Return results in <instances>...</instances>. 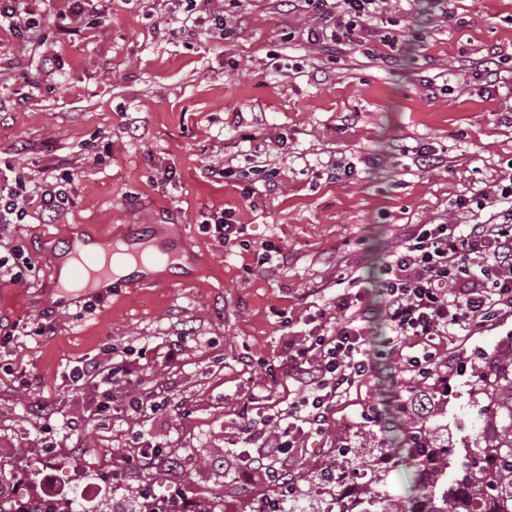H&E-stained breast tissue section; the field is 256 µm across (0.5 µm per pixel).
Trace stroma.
Listing matches in <instances>:
<instances>
[{"mask_svg":"<svg viewBox=\"0 0 512 512\" xmlns=\"http://www.w3.org/2000/svg\"><path fill=\"white\" fill-rule=\"evenodd\" d=\"M225 13L221 38L207 17ZM453 21L442 22L443 12ZM174 0H112L110 17L86 8L68 30L49 24L41 53L0 31V162L32 182L68 174L71 203L56 215L32 202L11 229L33 264L24 286L0 290V327L27 325L0 353V492L68 495L99 488L115 512L139 495L192 512L203 491L224 512H256L306 488V472L329 465L343 445H376L377 417L410 416L412 392L448 393L454 456L474 448L484 418L473 367L512 348V317L469 336L435 338L441 356L425 381L393 368L383 298L367 346L375 371L338 402L319 453L291 466L283 486L243 476L250 417L286 409L289 340L335 323L337 296L354 278L378 280L387 255L416 224H475L491 210L457 212L453 201L512 175V69L484 86L477 63L512 54V0H421L390 9L410 31L396 58L371 59L307 42L313 16L282 0H210L195 27L175 31ZM432 147L441 163L418 169L406 145ZM351 161L331 179L329 160ZM175 168L162 183L157 171ZM232 167L229 178L211 168ZM252 197H245L246 189ZM227 210L242 229L223 245L202 229ZM170 224L203 258L189 277L61 308L44 291L51 242L86 229L104 238ZM52 321L53 335H36ZM179 348L177 360L165 352ZM123 360L132 389L156 402L145 417L124 399L92 419L105 385L74 382L77 366ZM161 446L136 463L133 432Z\"/></svg>","mask_w":512,"mask_h":512,"instance_id":"35a3bbf8","label":"stroma"}]
</instances>
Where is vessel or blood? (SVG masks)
I'll return each mask as SVG.
<instances>
[{
	"label": "vessel or blood",
	"mask_w": 512,
	"mask_h": 512,
	"mask_svg": "<svg viewBox=\"0 0 512 512\" xmlns=\"http://www.w3.org/2000/svg\"><path fill=\"white\" fill-rule=\"evenodd\" d=\"M187 251L176 236H168L154 244L143 243L133 235L122 241H112L93 233H84L68 241L55 257L56 269L64 270V277L54 278L52 286L59 306L70 305L71 290H78L81 297H105L124 288L139 286L152 280L155 269L172 265L173 261L186 256ZM128 260L133 269L126 277L112 278L110 259Z\"/></svg>",
	"instance_id": "obj_1"
}]
</instances>
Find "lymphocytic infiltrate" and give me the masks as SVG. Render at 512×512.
<instances>
[{
  "mask_svg": "<svg viewBox=\"0 0 512 512\" xmlns=\"http://www.w3.org/2000/svg\"><path fill=\"white\" fill-rule=\"evenodd\" d=\"M30 2L0 0V30L41 49L47 36ZM289 2L317 16V26L307 31L308 42L354 50L363 47L362 31L382 15L389 0ZM35 199L51 214L70 201L61 183L30 185L0 174V283L15 285L29 277L31 262L6 231L23 223ZM455 206L495 208V220L418 225L394 247L383 283L385 316L400 339L395 368L419 380L431 378L440 365L431 345L434 337L469 334L512 316V182L497 185L491 194L460 197ZM369 314L358 297L341 294L331 333L312 337L289 354L288 373L298 383L295 400L277 415L275 428L253 422L242 428L245 442L257 448L252 462L258 470L284 479L280 460L303 456L310 441L325 433L335 403L370 376L364 327Z\"/></svg>",
  "mask_w": 512,
  "mask_h": 512,
  "instance_id": "obj_1",
  "label": "lymphocytic infiltrate"
}]
</instances>
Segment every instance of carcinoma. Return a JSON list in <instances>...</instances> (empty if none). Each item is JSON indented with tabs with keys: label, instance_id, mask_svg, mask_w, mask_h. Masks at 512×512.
Masks as SVG:
<instances>
[{
	"label": "carcinoma",
	"instance_id": "cac0c4a2",
	"mask_svg": "<svg viewBox=\"0 0 512 512\" xmlns=\"http://www.w3.org/2000/svg\"><path fill=\"white\" fill-rule=\"evenodd\" d=\"M475 377V390L484 398L481 413L496 427L493 438H481L462 461L451 460L438 402L432 394H416V419L408 425L395 417L385 421L387 439L378 442L383 457L412 469L408 483L391 494L384 489L386 475L376 469L354 493L376 504L377 512H512V351L482 362ZM363 456L360 448H338L336 460L308 483L329 484L337 471L356 476ZM451 468L454 474L445 483Z\"/></svg>",
	"mask_w": 512,
	"mask_h": 512
}]
</instances>
